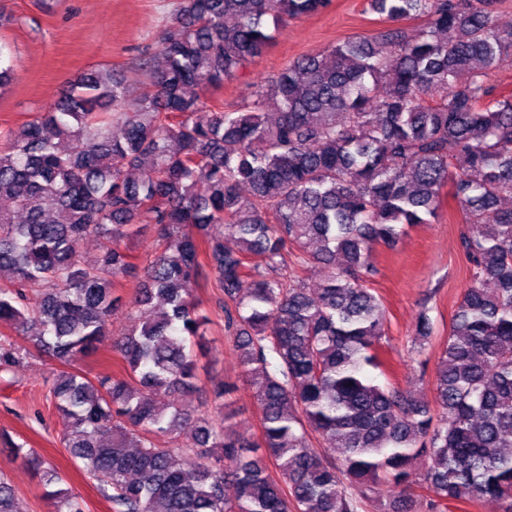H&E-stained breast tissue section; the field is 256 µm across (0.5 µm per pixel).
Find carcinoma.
<instances>
[{
	"label": "carcinoma",
	"mask_w": 512,
	"mask_h": 512,
	"mask_svg": "<svg viewBox=\"0 0 512 512\" xmlns=\"http://www.w3.org/2000/svg\"><path fill=\"white\" fill-rule=\"evenodd\" d=\"M330 2L180 0L163 65L142 63L137 98L91 69L0 135V200L10 203L0 269L11 273L0 286V369L22 360L10 332L60 364L50 398L66 421L61 441L112 512H448L487 497L512 512V210L498 208L512 197V92L487 81L512 60V29L495 24L492 0H371L390 21L426 24L300 58L235 111L211 104L208 88L271 45L269 26ZM13 76L0 44V90ZM131 169L142 177L130 180ZM447 199L463 215L471 284L429 404L368 376L385 367L386 336L369 284L374 246L431 223ZM149 227L166 245L128 305L158 308L112 341L121 373L92 380L74 363L108 336L123 304L114 288L135 269L127 242ZM91 235L110 242L96 259L79 251ZM289 250L323 265L317 289L280 275ZM209 280L256 389L257 438L232 422L234 382L213 385L200 416L174 399L200 384L193 347L207 350L211 319L198 289ZM431 334L424 312L413 348ZM172 436L185 441L166 445ZM14 453L56 512H85L56 469ZM419 457L433 493L423 502L409 492ZM0 512H17L3 477Z\"/></svg>",
	"instance_id": "1"
}]
</instances>
